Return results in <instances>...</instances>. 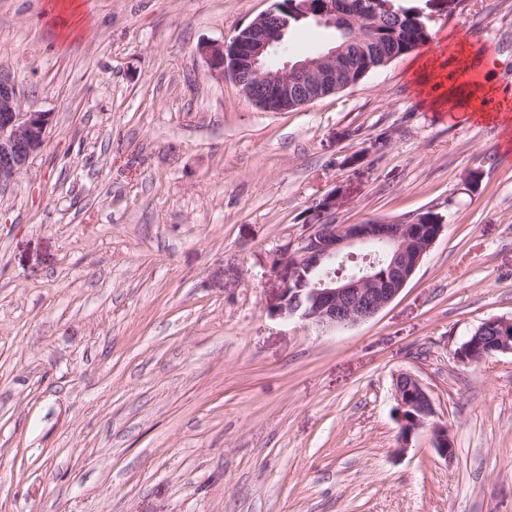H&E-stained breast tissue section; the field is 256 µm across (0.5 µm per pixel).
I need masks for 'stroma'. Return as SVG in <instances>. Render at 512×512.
Listing matches in <instances>:
<instances>
[{
	"label": "stroma",
	"mask_w": 512,
	"mask_h": 512,
	"mask_svg": "<svg viewBox=\"0 0 512 512\" xmlns=\"http://www.w3.org/2000/svg\"><path fill=\"white\" fill-rule=\"evenodd\" d=\"M0 0V69L47 143L0 188V512H512V128L437 111L417 52L267 112L201 49L273 0ZM446 75L512 104V0H417ZM340 224L437 214L375 318L275 315L276 259L318 203ZM454 436L399 452L397 374ZM485 323H496V327H498L500 335L497 328L487 326L480 339L484 344L482 347L483 350L495 343L497 341L496 337L498 335L499 342L494 345L493 348L487 349L486 352L481 350V346L478 347L481 352V357L478 362H482L483 360L492 357L497 353H512V319L493 317L483 322L481 327Z\"/></svg>",
	"instance_id": "obj_1"
}]
</instances>
